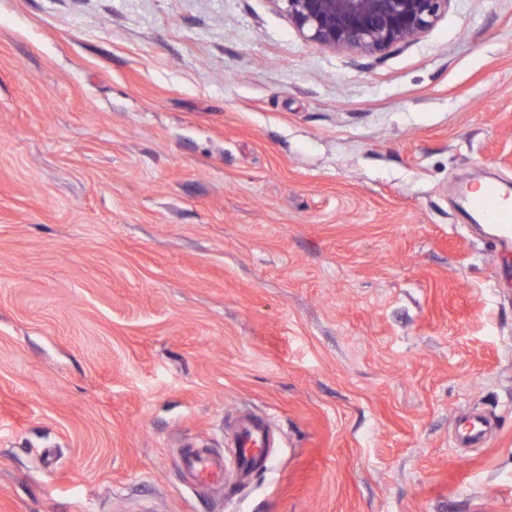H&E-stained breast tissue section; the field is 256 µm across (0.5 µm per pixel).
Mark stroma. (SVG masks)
Segmentation results:
<instances>
[{
	"mask_svg": "<svg viewBox=\"0 0 512 512\" xmlns=\"http://www.w3.org/2000/svg\"><path fill=\"white\" fill-rule=\"evenodd\" d=\"M493 178L512 0L378 54L273 0H0V512H512V251L455 196ZM243 412L269 467L189 481ZM466 422L465 427L458 431L456 441L459 448H473L482 446L493 434L494 423L485 415H475Z\"/></svg>",
	"mask_w": 512,
	"mask_h": 512,
	"instance_id": "1",
	"label": "stroma"
}]
</instances>
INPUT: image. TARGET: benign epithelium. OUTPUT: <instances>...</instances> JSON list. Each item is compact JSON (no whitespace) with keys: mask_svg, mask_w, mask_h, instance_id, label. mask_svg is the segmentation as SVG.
I'll return each instance as SVG.
<instances>
[{"mask_svg":"<svg viewBox=\"0 0 512 512\" xmlns=\"http://www.w3.org/2000/svg\"><path fill=\"white\" fill-rule=\"evenodd\" d=\"M307 40L328 49L379 53L415 41L450 0H272Z\"/></svg>","mask_w":512,"mask_h":512,"instance_id":"benign-epithelium-1","label":"benign epithelium"}]
</instances>
